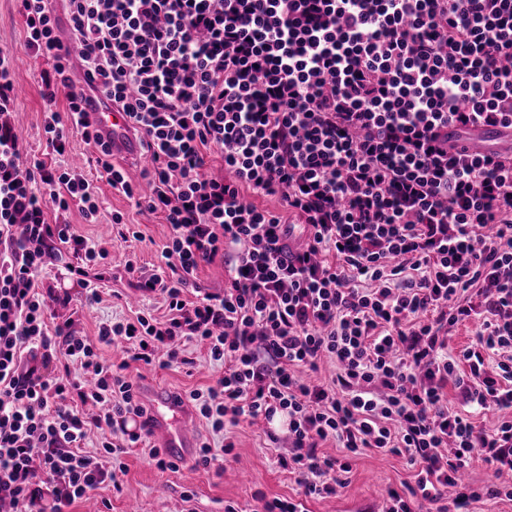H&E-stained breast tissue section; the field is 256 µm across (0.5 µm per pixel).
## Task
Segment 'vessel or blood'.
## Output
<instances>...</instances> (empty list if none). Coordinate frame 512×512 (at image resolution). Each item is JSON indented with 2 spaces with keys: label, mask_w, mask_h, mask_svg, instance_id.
<instances>
[{
  "label": "vessel or blood",
  "mask_w": 512,
  "mask_h": 512,
  "mask_svg": "<svg viewBox=\"0 0 512 512\" xmlns=\"http://www.w3.org/2000/svg\"><path fill=\"white\" fill-rule=\"evenodd\" d=\"M92 107V129L111 142L113 152L137 154L139 140L126 114L100 97L93 99ZM447 133L452 146L478 153L512 154V127L477 125L464 131L452 124ZM143 401L152 417L151 431L159 448L174 461L191 459L196 449L194 416L182 400L174 391L156 386L145 392Z\"/></svg>",
  "instance_id": "b4317fda"
}]
</instances>
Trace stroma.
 I'll return each mask as SVG.
<instances>
[{
    "label": "stroma",
    "mask_w": 512,
    "mask_h": 512,
    "mask_svg": "<svg viewBox=\"0 0 512 512\" xmlns=\"http://www.w3.org/2000/svg\"><path fill=\"white\" fill-rule=\"evenodd\" d=\"M24 39V24L16 0H0V50L10 49L20 54L14 70V82L19 90L13 109L16 128L30 154L70 174L85 177L99 195L100 208L95 223H87L76 208L68 213V222L87 239L96 241L109 236L113 212H122L126 221L140 231L141 237L116 241L115 258L135 255L138 264L149 271L162 266L161 248L169 234L168 225L160 215L136 209L100 178L94 149L81 134L70 135L63 155L48 153L43 130L46 104L40 79L46 64L21 54ZM62 271V265L48 266L42 282L47 287L62 286L72 294L69 304L57 303L53 309L57 322L71 321L78 334L95 335L101 323L120 321L139 310L157 317L165 311L160 295H138L128 276L121 272L102 282L99 303L83 305L76 298L78 286L63 280ZM184 350L187 364L159 367L134 362L128 372L144 381L163 382L182 395L194 389H206L221 375V367L211 363L206 350L197 342H186ZM227 435L234 449L227 457L223 472L189 465L180 466L176 471H160L148 456L154 445L149 439L125 455L126 473L121 490L94 493L90 500L75 503L71 512H128L133 506L138 512H225L229 505L236 512H259L260 500L264 497L302 500L307 512H380L389 490L402 491L414 482L415 470L406 458L367 452L350 458L346 484L336 495L308 497L295 475L278 465L277 451L266 436L263 420L241 419L237 426L229 428ZM188 488L192 489L194 498L186 503L181 494Z\"/></svg>",
    "instance_id": "stroma-1"
}]
</instances>
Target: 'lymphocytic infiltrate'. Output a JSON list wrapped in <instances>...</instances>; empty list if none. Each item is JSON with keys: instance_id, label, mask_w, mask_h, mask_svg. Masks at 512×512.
I'll use <instances>...</instances> for the list:
<instances>
[{"instance_id": "lymphocytic-infiltrate-1", "label": "lymphocytic infiltrate", "mask_w": 512, "mask_h": 512, "mask_svg": "<svg viewBox=\"0 0 512 512\" xmlns=\"http://www.w3.org/2000/svg\"><path fill=\"white\" fill-rule=\"evenodd\" d=\"M18 2L23 50L49 64L47 148L63 154L80 132L112 189L169 226L164 271L124 264L167 313L92 338L50 326L39 272L69 251L92 305L88 268L109 251L65 220L74 206L96 217L91 183L29 158L11 123L15 53L1 49L0 502L68 512L120 489V457L143 438L128 423L145 409L125 364L99 354L117 337L131 361L162 367L186 364L184 342L205 345L224 372L189 401L222 438L243 417L287 437L278 462L305 495L342 486L319 451L332 441L417 466L384 512L511 496L497 479L512 478V420L487 431L474 417L512 411V155L454 151L441 131L512 124V0H60L67 40L53 0ZM89 92L141 134L148 195L92 134ZM212 155L220 174L205 171ZM217 261L223 290L190 295ZM466 322L474 337L454 350ZM94 428L112 434L100 457L84 449ZM233 447L203 442L196 463ZM477 455L494 478L476 488L460 474Z\"/></svg>"}]
</instances>
